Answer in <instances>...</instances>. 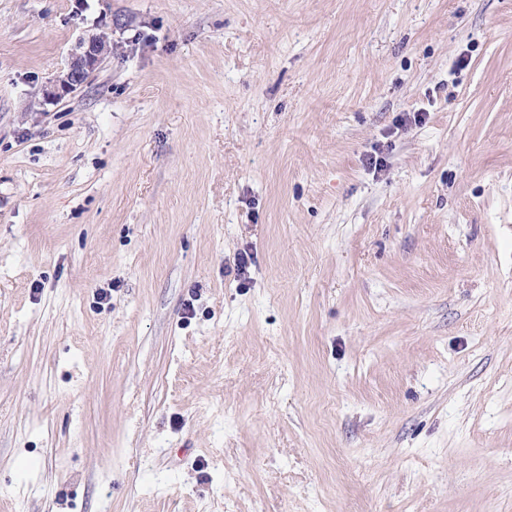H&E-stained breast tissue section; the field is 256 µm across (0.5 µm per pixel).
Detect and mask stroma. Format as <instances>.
Listing matches in <instances>:
<instances>
[{"instance_id": "obj_1", "label": "stroma", "mask_w": 512, "mask_h": 512, "mask_svg": "<svg viewBox=\"0 0 512 512\" xmlns=\"http://www.w3.org/2000/svg\"><path fill=\"white\" fill-rule=\"evenodd\" d=\"M0 512H512V0H0ZM108 50V41L103 35H92L87 41H81L72 54L67 69L57 77L54 90L48 96L60 99L81 88L90 74L98 68Z\"/></svg>"}]
</instances>
